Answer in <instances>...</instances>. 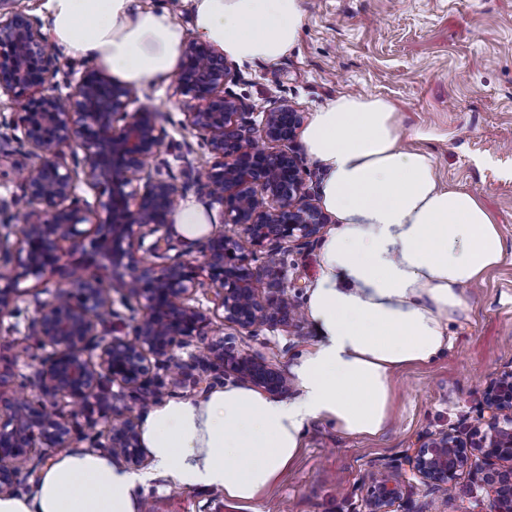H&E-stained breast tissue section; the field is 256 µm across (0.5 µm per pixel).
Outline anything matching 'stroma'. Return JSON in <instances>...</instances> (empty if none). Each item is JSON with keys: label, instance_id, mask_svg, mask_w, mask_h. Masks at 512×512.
<instances>
[{"label": "stroma", "instance_id": "stroma-1", "mask_svg": "<svg viewBox=\"0 0 512 512\" xmlns=\"http://www.w3.org/2000/svg\"><path fill=\"white\" fill-rule=\"evenodd\" d=\"M296 48L278 64L231 63L224 90L246 111L288 102L311 114L349 92L390 99L405 130L421 129L443 183L477 194L496 215L505 242L497 269L469 291V310L453 328L452 350L396 381L393 417L373 439L342 436L312 422L293 466L258 512H363L367 472L402 466L431 434L467 433L485 409L484 388L512 370V0H305ZM139 104L159 113L165 140L178 143L163 174L182 179L185 162L209 159L200 134L184 128L175 81L140 89ZM319 271V244H289L279 265L260 270L257 286L280 282L296 304ZM33 293L19 315L0 318V355L12 361L15 383H28L38 351L25 336ZM316 334L308 319L289 327L234 336L238 350L289 369ZM396 512H486V492L468 472L441 503L417 477ZM145 499L151 512H235L217 492L170 489L156 479Z\"/></svg>", "mask_w": 512, "mask_h": 512}]
</instances>
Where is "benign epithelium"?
I'll return each instance as SVG.
<instances>
[{"mask_svg":"<svg viewBox=\"0 0 512 512\" xmlns=\"http://www.w3.org/2000/svg\"><path fill=\"white\" fill-rule=\"evenodd\" d=\"M22 0H0V96L18 102L0 119V162L19 148L28 163L13 168L18 191L0 198V318L20 312V283L65 285L36 300L26 335L44 350L32 378L40 398L15 389L4 396L0 371V495L16 493L20 469L36 448H66L72 440L143 463L137 418L126 402L145 409L166 387L230 377L270 395L288 393L290 380L264 358L211 341L203 355L184 361L177 351L214 332V320L247 335L287 325L299 315L284 288L263 294L256 286L260 260L272 268L288 242L314 241L328 223L303 179L294 142L302 115L286 102L257 121L224 92V54L198 38L188 40L177 89L187 97L185 127L204 136L210 165L198 176L186 163L185 180L160 174L161 156L179 148L164 142L159 113L129 106L137 89L103 70L82 66L70 91L49 90L60 72L44 23ZM83 157H78V154ZM94 192V204L79 194ZM222 207L236 237L209 232L187 241L176 236L171 215L191 188ZM27 220L13 227L20 206ZM15 241H9L10 236ZM155 261L146 263L140 253ZM210 290L213 307L197 299ZM144 301L132 324L112 321V293ZM165 371V378L152 374ZM118 390H113V387ZM489 415L470 427L475 440L440 433L408 456L409 471L449 494L460 471L474 473L488 494V512H512V370L489 380ZM365 512H393L405 496V476L368 475Z\"/></svg>","mask_w":512,"mask_h":512,"instance_id":"obj_1","label":"benign epithelium"}]
</instances>
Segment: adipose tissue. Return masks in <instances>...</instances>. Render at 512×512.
Listing matches in <instances>:
<instances>
[{"label": "adipose tissue", "instance_id": "1", "mask_svg": "<svg viewBox=\"0 0 512 512\" xmlns=\"http://www.w3.org/2000/svg\"><path fill=\"white\" fill-rule=\"evenodd\" d=\"M193 29L239 63H276L297 46L305 0H188ZM53 42L120 82L166 83L186 32L173 12L139 0H44ZM302 145L321 171L334 222L319 250L305 312L316 332L290 367L297 394L227 385L173 397L143 417L150 466L136 472L94 452L61 455L33 493L0 495V512H143L145 486L216 491L236 508L261 500L295 461L311 421L347 437L388 425L392 380L451 349L469 287L503 260L497 220L475 193L443 184L433 160L405 145L387 99L342 94L312 112Z\"/></svg>", "mask_w": 512, "mask_h": 512}]
</instances>
